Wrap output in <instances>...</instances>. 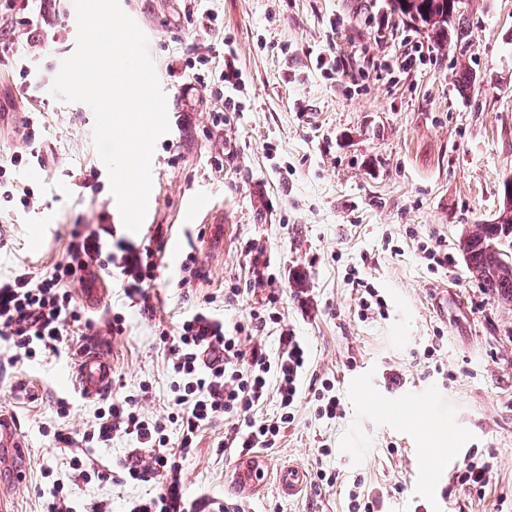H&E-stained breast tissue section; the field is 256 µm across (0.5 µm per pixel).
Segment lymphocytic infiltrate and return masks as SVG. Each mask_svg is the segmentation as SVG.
Listing matches in <instances>:
<instances>
[{"label": "lymphocytic infiltrate", "instance_id": "f902f5d3", "mask_svg": "<svg viewBox=\"0 0 512 512\" xmlns=\"http://www.w3.org/2000/svg\"><path fill=\"white\" fill-rule=\"evenodd\" d=\"M99 269L119 268L124 276L123 292L131 301L144 303L157 279L152 251L142 253L113 247L108 224H77L71 230L67 256L48 276L23 266L13 276L0 280V339L7 341L14 360L56 353L65 343L70 326L81 321L71 285L89 263ZM260 314L225 327L207 306L197 307L183 318L171 342V385L173 410L166 419L146 417L133 397L113 396L98 414L97 438L108 442L117 434L136 442L122 466L130 480L157 478L159 492L134 504L130 512H198L197 501L184 492L182 466L177 454L194 449L198 429L217 417L234 421L235 447L250 451L272 447L294 415L292 407L307 371L309 353L294 336L282 339L277 358L260 349L244 352V332L265 325ZM277 392L280 414L259 419L254 410ZM179 423L178 450H171L166 423Z\"/></svg>", "mask_w": 512, "mask_h": 512}]
</instances>
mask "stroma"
<instances>
[{
	"instance_id": "obj_1",
	"label": "stroma",
	"mask_w": 512,
	"mask_h": 512,
	"mask_svg": "<svg viewBox=\"0 0 512 512\" xmlns=\"http://www.w3.org/2000/svg\"><path fill=\"white\" fill-rule=\"evenodd\" d=\"M119 2L149 40L169 121L136 233L123 225L95 150L93 111L48 92L75 49V17L42 0L36 42L14 15L0 14V43L9 45L0 52V187L34 193L28 205L0 199V278L23 265L49 274L76 224L111 225L113 243L151 248L158 265L148 306H125L123 333L108 328L120 273L105 270L103 306L85 312L69 351L16 363L0 340V410L18 416L29 455L8 512H44L42 493L56 480L77 512L95 502L128 512L158 492L157 481H125L119 462L129 439L90 440L101 401L75 389L69 352L101 337L113 392L136 397L147 415L168 414L161 337L206 296L230 322L278 313L279 323L249 331L244 350L277 357L290 332L306 341L310 363L293 421L259 453L264 481L235 482L241 458L225 449L232 424L220 418L201 427L182 462L189 498L247 512H349L355 492L378 499L381 512H435L442 501L451 512H512V303L471 278L459 248L466 225L497 216L512 179V0H464L461 51L403 26L389 0ZM416 43L428 53L403 68ZM201 53L211 73L233 59L240 111L225 110L221 82L191 83ZM463 65L479 80L467 94L458 88ZM438 244L452 257L443 268L423 254ZM191 252L201 276L176 287ZM258 263L274 280L276 304L254 282ZM232 286L239 294L226 298ZM372 291L381 306L362 310ZM326 383L340 402L333 419L317 412ZM61 429L99 461L101 479L72 480L71 454L54 442ZM439 437L455 466L492 458L484 491L425 467ZM287 466L303 475L291 497L277 481Z\"/></svg>"
}]
</instances>
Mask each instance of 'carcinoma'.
<instances>
[{
	"label": "carcinoma",
	"instance_id": "1",
	"mask_svg": "<svg viewBox=\"0 0 512 512\" xmlns=\"http://www.w3.org/2000/svg\"><path fill=\"white\" fill-rule=\"evenodd\" d=\"M393 14L427 34L439 45L463 40L456 25L459 4L451 0H389ZM499 224H470L459 240L468 272L480 274L478 281L492 297L512 303V210L500 207Z\"/></svg>",
	"mask_w": 512,
	"mask_h": 512
}]
</instances>
